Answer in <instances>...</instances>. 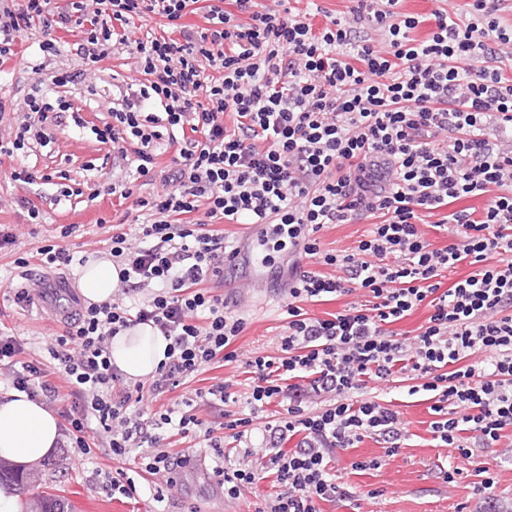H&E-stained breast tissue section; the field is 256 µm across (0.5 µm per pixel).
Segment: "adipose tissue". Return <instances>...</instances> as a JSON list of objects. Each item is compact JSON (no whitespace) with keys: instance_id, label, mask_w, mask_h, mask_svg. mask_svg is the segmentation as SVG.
<instances>
[{"instance_id":"obj_1","label":"adipose tissue","mask_w":512,"mask_h":512,"mask_svg":"<svg viewBox=\"0 0 512 512\" xmlns=\"http://www.w3.org/2000/svg\"><path fill=\"white\" fill-rule=\"evenodd\" d=\"M119 269L111 256L90 259L82 268L79 288L90 303H107L115 295ZM169 341L150 325H138L112 337L113 365L128 380L152 376L166 360ZM60 439L56 415L26 393L13 392L0 400V458L15 464H34L50 455Z\"/></svg>"}]
</instances>
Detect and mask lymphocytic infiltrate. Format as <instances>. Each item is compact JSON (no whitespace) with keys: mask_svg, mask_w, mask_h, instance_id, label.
Segmentation results:
<instances>
[{"mask_svg":"<svg viewBox=\"0 0 512 512\" xmlns=\"http://www.w3.org/2000/svg\"><path fill=\"white\" fill-rule=\"evenodd\" d=\"M234 2L229 12L224 0H0V67L15 54L17 33L36 23L50 55L59 52L51 29L72 26L82 31L75 53L85 65L119 49L135 55L141 81L126 85L94 133L138 161L113 176L108 193L149 214L137 232L110 238L119 298L68 314L43 360H24L25 340L1 335L0 375L57 411L71 448L103 451L114 468L103 483L109 495L136 494L125 469L134 460L162 501L187 463L165 448L178 435L214 451L225 498L238 499L265 472L276 492L260 496L254 512H320L319 502L347 494L331 468L337 450L371 435L390 445L401 438L396 412L363 398L366 379L398 371L424 378L434 394V437L462 458L471 456L463 432L489 448L512 428V80L501 73L512 64V25L499 20L502 0H472L464 20L434 11L422 41L411 36L419 18L399 12L401 0H357L319 31L291 12ZM197 4L205 27H179ZM152 15L178 36L149 31L129 40L126 28ZM364 27L382 44L360 38ZM82 77L35 79L20 121L0 133V155L53 143V126L73 105L49 89ZM149 101L157 112H145ZM491 122L501 131L495 143L484 133ZM161 148L174 153L165 191L134 197L133 177H151ZM493 187L481 217L449 211L444 221L455 225L456 240L431 247L421 213ZM201 205L204 218L189 221ZM365 219L372 225L356 253L321 251L324 225ZM222 220L276 225L305 257L348 272L341 280L293 264L280 353L246 360L252 392L242 417L228 411L233 396L221 381L160 402L238 358L233 344L246 322L206 286L224 274ZM494 254L498 263L488 264ZM465 260L475 272L442 288V272ZM358 289L371 304L328 319L302 307ZM133 292L140 300L125 303ZM423 304L432 312L413 342L397 337L391 324ZM140 324L158 328L170 346L153 376L130 383L112 365L109 342ZM477 353L480 366L468 364ZM313 393L330 403L312 404ZM273 403L280 411L265 421L259 467L231 463L225 438L246 441ZM203 407L218 409V420L202 418Z\"/></svg>","mask_w":512,"mask_h":512,"instance_id":"1","label":"lymphocytic infiltrate"}]
</instances>
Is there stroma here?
<instances>
[{"mask_svg":"<svg viewBox=\"0 0 512 512\" xmlns=\"http://www.w3.org/2000/svg\"><path fill=\"white\" fill-rule=\"evenodd\" d=\"M43 39L40 26L18 32L16 56L8 64V72L0 76V120L12 123L15 112L34 79L32 66L42 62L39 44ZM134 55H108L85 81L69 86L67 97L80 110L85 127H77L71 117H64L49 147L37 155L22 151L13 156L0 155V225L15 226L18 242L14 249L0 251V326L27 341V351L41 353L45 337L59 333L63 325L48 310L28 307L14 299L24 281L14 265L18 257L35 255L40 247L62 241L76 256L106 253L112 227L124 224L135 229L141 219L137 211L108 194L116 163L111 145L99 143L95 126L107 120L125 82L138 79ZM96 84V94H88V84ZM36 167L53 176H65L81 184L83 194L68 200L60 196L55 184L22 186L11 174L22 167ZM29 198L39 207V224H29L20 198ZM65 224L76 225L71 237L59 236ZM368 228L367 222L328 224L319 232L322 250L335 254L354 253ZM264 279L242 280L235 272L224 275L220 292L229 305L246 319V328L235 343L239 361L226 363L199 374L194 388H208L214 380L229 381L238 400H246L250 381L243 359L253 353L274 356L278 353V336L284 323V307L288 302V254L274 253ZM414 379L398 373L393 379L368 381L367 391L382 404L399 414L402 439L395 455H387L383 441L369 436L357 447L337 451L332 465L338 484L348 487L352 495L320 503L321 512H512V430H504L493 447H483L474 434H467L472 451L470 459L440 445L433 437L430 394L414 391ZM381 459L377 469L357 470L358 460ZM461 469L454 481H447V464ZM112 464L101 454L88 456L78 463L72 454L56 450L53 456L37 463L42 480L20 488L22 501L51 491L72 506L73 512H253V494L236 500L225 499L221 487L207 465L181 468L176 485L167 492L163 503L153 501L145 480H138V492L131 498H113L102 488L101 472ZM489 468L496 485L492 492H476L478 469Z\"/></svg>","mask_w":512,"mask_h":512,"instance_id":"1","label":"stroma"}]
</instances>
